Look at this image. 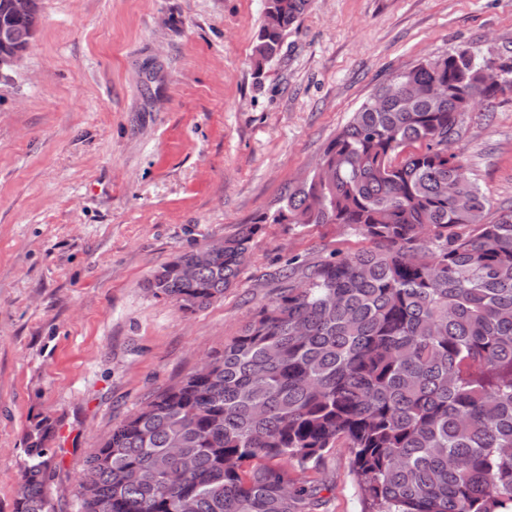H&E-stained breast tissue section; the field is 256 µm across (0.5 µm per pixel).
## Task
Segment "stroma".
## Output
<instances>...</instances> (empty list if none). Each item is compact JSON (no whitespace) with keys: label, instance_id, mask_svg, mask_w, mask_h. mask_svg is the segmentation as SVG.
Instances as JSON below:
<instances>
[{"label":"stroma","instance_id":"stroma-1","mask_svg":"<svg viewBox=\"0 0 512 512\" xmlns=\"http://www.w3.org/2000/svg\"><path fill=\"white\" fill-rule=\"evenodd\" d=\"M39 9L0 81V512L34 424L54 430V512H75L98 439L222 352L277 296L268 273L359 241L263 225L236 284L192 313L148 288L160 266L281 206L396 71L458 46L512 63V0H314L259 79L264 0ZM459 148L494 211L512 207V90L465 114ZM303 477L326 485L324 512H363L344 444Z\"/></svg>","mask_w":512,"mask_h":512}]
</instances>
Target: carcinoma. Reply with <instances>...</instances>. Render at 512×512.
I'll list each match as a JSON object with an SVG mask.
<instances>
[{
	"instance_id": "cac0c4a2",
	"label": "carcinoma",
	"mask_w": 512,
	"mask_h": 512,
	"mask_svg": "<svg viewBox=\"0 0 512 512\" xmlns=\"http://www.w3.org/2000/svg\"><path fill=\"white\" fill-rule=\"evenodd\" d=\"M0 0V26L29 44ZM312 0H266L254 69L280 53ZM459 47L394 75L332 138L283 205L161 266L149 288L193 312L224 296L263 224H339L364 245L270 274L265 302L206 374L186 375L112 427L87 458L76 512H322L301 479L344 441L365 512H512V209L465 175L464 90L494 98ZM420 95L408 103L390 89ZM180 262H194L183 279ZM48 428L26 435L14 512H52Z\"/></svg>"
}]
</instances>
